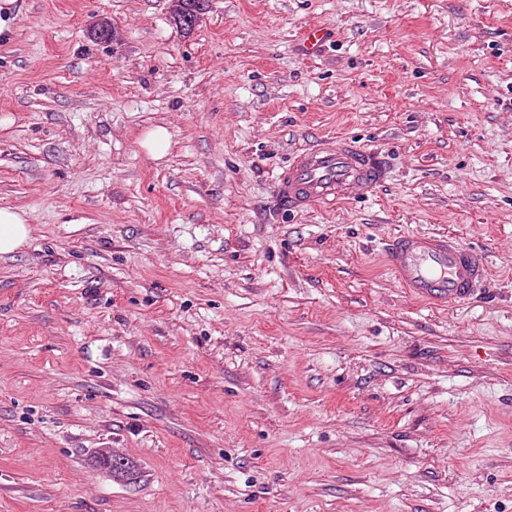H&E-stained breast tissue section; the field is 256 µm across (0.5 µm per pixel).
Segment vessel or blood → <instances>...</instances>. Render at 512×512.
<instances>
[{
    "label": "vessel or blood",
    "instance_id": "vessel-or-blood-1",
    "mask_svg": "<svg viewBox=\"0 0 512 512\" xmlns=\"http://www.w3.org/2000/svg\"><path fill=\"white\" fill-rule=\"evenodd\" d=\"M379 152L343 136L296 152L275 191L289 211L332 207L373 194L388 177ZM388 271L413 297L443 306L477 296L490 273L484 257L445 233H400L385 244Z\"/></svg>",
    "mask_w": 512,
    "mask_h": 512
}]
</instances>
